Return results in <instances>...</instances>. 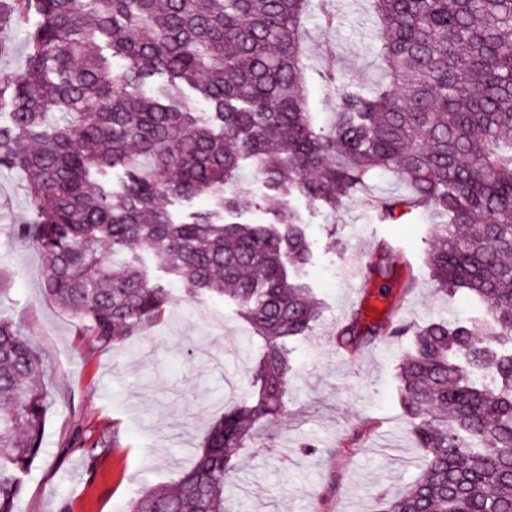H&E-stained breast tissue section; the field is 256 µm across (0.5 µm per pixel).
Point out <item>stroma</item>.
<instances>
[{
    "instance_id": "stroma-1",
    "label": "stroma",
    "mask_w": 512,
    "mask_h": 512,
    "mask_svg": "<svg viewBox=\"0 0 512 512\" xmlns=\"http://www.w3.org/2000/svg\"><path fill=\"white\" fill-rule=\"evenodd\" d=\"M339 27L315 18L304 41L317 70L312 102L328 90L319 72L336 65L350 80L378 76L369 35L374 17L361 0H347ZM27 13L0 23V75L22 70ZM394 178H378L371 195L353 194L336 213L301 195L289 202L302 217L312 251L303 280L321 306L306 336L289 341L292 371L286 409L261 423L238 451L230 480L247 512H374L379 496H395L419 472L421 451L398 400L397 357L408 338H385L357 353L338 351L330 337L355 305L361 280L346 259L365 262L380 243L404 256L391 280L389 306L404 322H481L484 308L465 294L436 290L429 267L431 225L411 213L379 223L372 197L404 195ZM30 218L24 178L0 173V320L21 325L41 355L48 398L45 448L26 478L16 512H129L145 488L173 481L195 462L227 395L250 385L260 341L222 297L198 299L152 254L138 258L170 306L140 336L109 346L82 332L46 296L43 259L18 239ZM96 444L88 458L85 444Z\"/></svg>"
}]
</instances>
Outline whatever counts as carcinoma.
I'll return each instance as SVG.
<instances>
[{
	"label": "carcinoma",
	"mask_w": 512,
	"mask_h": 512,
	"mask_svg": "<svg viewBox=\"0 0 512 512\" xmlns=\"http://www.w3.org/2000/svg\"><path fill=\"white\" fill-rule=\"evenodd\" d=\"M382 74L368 87L333 66L322 124L309 98L303 24L329 31L339 0H0V22L32 9L23 70L0 80V172L27 177L20 235L44 261L47 295L89 335L122 345L161 319L169 296L130 255L162 257L193 295L227 296L262 342L253 390L224 402L193 467L129 512H233L232 450L285 407L288 339L318 307L290 278L310 260L294 194L334 213L379 174L409 187L383 223L434 221L429 265L442 290L487 308L486 327L395 323L361 310L347 350L410 336L400 400L424 454L420 474L377 512H512V0H365ZM205 105L191 108L181 86ZM279 200L269 223L227 220L250 197L245 167ZM119 169L123 187L100 180ZM205 197L175 223L166 208ZM383 245L367 272L388 279ZM43 364L0 321V512H15L41 454Z\"/></svg>",
	"instance_id": "obj_1"
}]
</instances>
